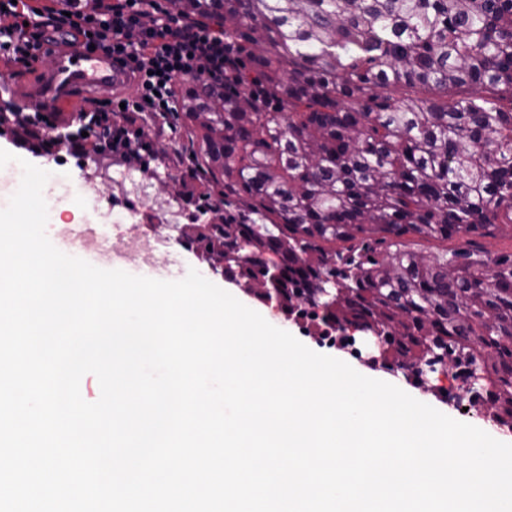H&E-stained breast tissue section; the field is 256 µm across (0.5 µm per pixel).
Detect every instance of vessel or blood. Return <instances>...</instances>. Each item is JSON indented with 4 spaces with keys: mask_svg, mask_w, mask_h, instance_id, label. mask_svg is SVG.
Here are the masks:
<instances>
[{
    "mask_svg": "<svg viewBox=\"0 0 512 512\" xmlns=\"http://www.w3.org/2000/svg\"><path fill=\"white\" fill-rule=\"evenodd\" d=\"M43 56L51 59L50 67H35L24 86H15L9 74L0 71V101L5 100L17 111H29L39 104L45 112H63L76 116L84 98L105 95L123 87L127 77L111 53L75 47L58 40L39 44ZM70 245L79 252L96 248L94 230L88 224L69 226Z\"/></svg>",
    "mask_w": 512,
    "mask_h": 512,
    "instance_id": "obj_1",
    "label": "vessel or blood"
}]
</instances>
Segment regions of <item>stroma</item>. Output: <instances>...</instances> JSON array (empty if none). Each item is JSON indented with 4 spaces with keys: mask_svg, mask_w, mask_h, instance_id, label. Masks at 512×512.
I'll return each instance as SVG.
<instances>
[{
    "mask_svg": "<svg viewBox=\"0 0 512 512\" xmlns=\"http://www.w3.org/2000/svg\"><path fill=\"white\" fill-rule=\"evenodd\" d=\"M54 170L72 176L77 192L89 195L93 203L103 204L100 219L104 223L124 221L125 206L137 208L139 225L136 234L144 249L138 254L137 264L131 266V274L153 276L161 259L165 258L171 262L168 280L182 279L193 268L239 301L251 304L253 309H260V302L254 300L245 289L214 271L212 259L190 247L189 242L196 234V227L189 224V206L180 199L184 191L182 182L159 179L153 173L133 168L124 170L93 154L78 160L70 158L55 163ZM160 221L174 226L171 240L160 241L153 235L152 226ZM286 329L311 350L345 361L361 374L385 382L392 381L394 377L393 372L371 366L350 350L324 344L318 334L303 323L289 321Z\"/></svg>",
    "mask_w": 512,
    "mask_h": 512,
    "instance_id": "1",
    "label": "stroma"
}]
</instances>
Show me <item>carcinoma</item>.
I'll list each match as a JSON object with an SVG mask.
<instances>
[{"mask_svg":"<svg viewBox=\"0 0 512 512\" xmlns=\"http://www.w3.org/2000/svg\"><path fill=\"white\" fill-rule=\"evenodd\" d=\"M169 5L223 26L266 99L191 77L189 149L151 152L224 204L195 249L288 316L382 337L385 368L465 367L512 429V255L404 243L512 223V0Z\"/></svg>","mask_w":512,"mask_h":512,"instance_id":"obj_1","label":"carcinoma"}]
</instances>
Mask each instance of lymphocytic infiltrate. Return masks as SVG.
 <instances>
[{"label": "lymphocytic infiltrate", "mask_w": 512, "mask_h": 512, "mask_svg": "<svg viewBox=\"0 0 512 512\" xmlns=\"http://www.w3.org/2000/svg\"><path fill=\"white\" fill-rule=\"evenodd\" d=\"M59 33L118 56L131 73L132 97L122 104L95 103L64 125L39 111L0 112V129L11 132L17 148H54L72 157L92 149L113 163L147 170L143 143L131 136L127 116L155 115L162 119L158 133L175 130L179 79L200 75L220 87L238 72L234 44L223 29L174 13L161 0H114L95 11L68 16L36 9L31 0H0L1 56L34 66L35 44ZM62 125L71 134L60 141L52 133Z\"/></svg>", "instance_id": "obj_1"}]
</instances>
